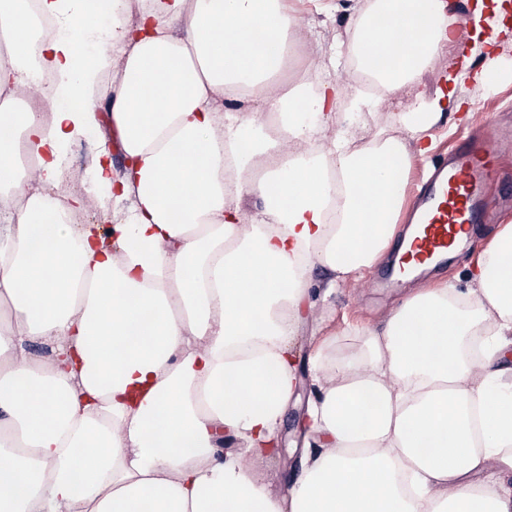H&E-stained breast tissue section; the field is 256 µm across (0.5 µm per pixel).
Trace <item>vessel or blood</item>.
Instances as JSON below:
<instances>
[{
  "mask_svg": "<svg viewBox=\"0 0 512 512\" xmlns=\"http://www.w3.org/2000/svg\"><path fill=\"white\" fill-rule=\"evenodd\" d=\"M445 10L458 19L459 39L485 28L483 17L461 13L459 0H444ZM512 152V140L470 135L454 142L447 158L433 163L427 177H415L406 189V207L417 235L408 242L400 261L432 265L444 261L449 250L466 246L471 228L490 223L486 196Z\"/></svg>",
  "mask_w": 512,
  "mask_h": 512,
  "instance_id": "1",
  "label": "vessel or blood"
}]
</instances>
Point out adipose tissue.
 <instances>
[{
    "label": "adipose tissue",
    "mask_w": 512,
    "mask_h": 512,
    "mask_svg": "<svg viewBox=\"0 0 512 512\" xmlns=\"http://www.w3.org/2000/svg\"><path fill=\"white\" fill-rule=\"evenodd\" d=\"M40 4L65 31L40 64L73 105L48 125L28 114L14 137L8 119L30 84L0 62V183L40 187L24 211L0 209V512H512V485L477 478L492 465L512 474V225L472 288L421 291L347 350L318 344L317 446L288 498L272 497L219 442L234 433L256 458L278 442L309 274L326 268L331 289L372 265L412 157L323 140L328 82L293 104L316 124L292 135L335 156L341 194L318 162L253 140L258 112L223 111L245 91L260 109L287 100L276 77L288 44L312 32L283 0H152L103 39L97 0ZM447 28L442 0H378L351 44L392 96L432 69ZM85 40L94 53L75 79ZM101 105L125 159L113 173L100 140L95 180L120 204L111 242L100 225L63 222L42 194L62 144L95 127ZM22 150L39 162L30 184L14 176ZM247 195L262 203L248 224Z\"/></svg>",
    "instance_id": "ef3b65f1"
}]
</instances>
